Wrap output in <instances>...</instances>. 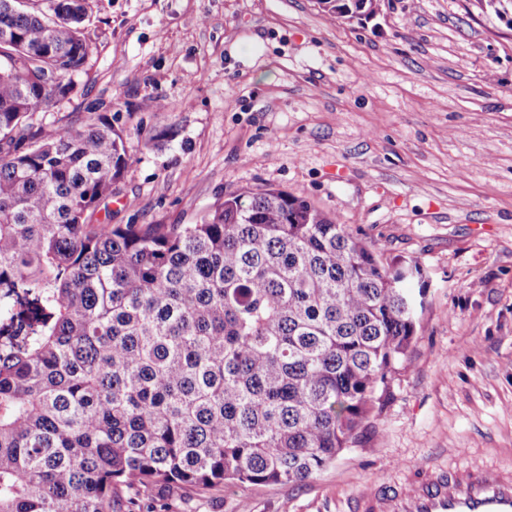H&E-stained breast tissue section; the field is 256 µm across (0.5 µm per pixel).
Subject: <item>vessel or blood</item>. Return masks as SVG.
<instances>
[{"label": "vessel or blood", "instance_id": "1", "mask_svg": "<svg viewBox=\"0 0 512 512\" xmlns=\"http://www.w3.org/2000/svg\"><path fill=\"white\" fill-rule=\"evenodd\" d=\"M356 512H512V474L464 465L427 468L400 487L363 490Z\"/></svg>", "mask_w": 512, "mask_h": 512}]
</instances>
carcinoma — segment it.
<instances>
[{
    "instance_id": "cac0c4a2",
    "label": "carcinoma",
    "mask_w": 512,
    "mask_h": 512,
    "mask_svg": "<svg viewBox=\"0 0 512 512\" xmlns=\"http://www.w3.org/2000/svg\"><path fill=\"white\" fill-rule=\"evenodd\" d=\"M331 19L381 0H317ZM87 0H0V512H123L155 485L302 484L355 445L428 282L309 201L91 223L123 130L33 115L76 91Z\"/></svg>"
}]
</instances>
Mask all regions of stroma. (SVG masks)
<instances>
[{"mask_svg":"<svg viewBox=\"0 0 512 512\" xmlns=\"http://www.w3.org/2000/svg\"><path fill=\"white\" fill-rule=\"evenodd\" d=\"M79 93L129 166L95 217L193 224L275 187L428 280L407 360L359 442L303 484L156 487L138 512H352L431 464L512 471V0H90ZM381 0H317L321 10L330 18L370 16L378 12Z\"/></svg>","mask_w":512,"mask_h":512,"instance_id":"1","label":"stroma"}]
</instances>
